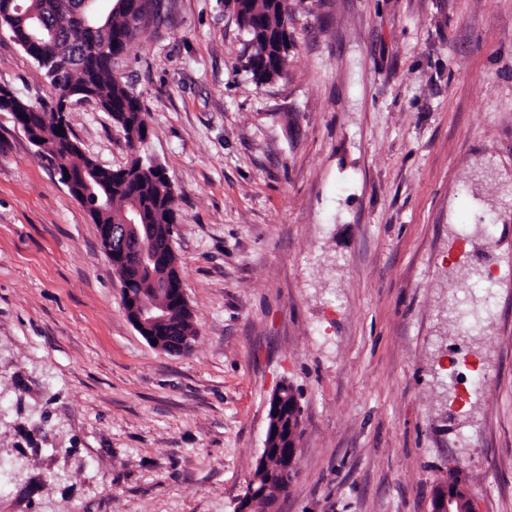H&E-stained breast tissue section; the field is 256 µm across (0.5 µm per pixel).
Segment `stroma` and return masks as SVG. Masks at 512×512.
Listing matches in <instances>:
<instances>
[{
    "label": "stroma",
    "instance_id": "stroma-1",
    "mask_svg": "<svg viewBox=\"0 0 512 512\" xmlns=\"http://www.w3.org/2000/svg\"><path fill=\"white\" fill-rule=\"evenodd\" d=\"M256 83L228 0H163L113 66L177 196L186 355L151 347L96 224L0 110V512H235L269 399L300 393L274 512H512V0H290ZM0 86L55 90L0 28ZM84 156L124 132L73 103ZM497 309L465 331L478 272ZM485 375L465 404L443 360ZM470 502L475 510V504L468 490L453 481L445 482L437 487L432 498L431 512H467L462 510V504Z\"/></svg>",
    "mask_w": 512,
    "mask_h": 512
}]
</instances>
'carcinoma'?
Listing matches in <instances>:
<instances>
[{"label":"carcinoma","instance_id":"obj_1","mask_svg":"<svg viewBox=\"0 0 512 512\" xmlns=\"http://www.w3.org/2000/svg\"><path fill=\"white\" fill-rule=\"evenodd\" d=\"M6 0H0V27L7 29L15 41L36 32L44 39H54L66 43L70 31L56 26L57 17L64 14L71 17L73 27L81 26L78 14L82 0H16V4L31 11L34 18L20 26L18 12L4 8ZM137 0H127L119 9H112L107 3L94 28L86 29L80 52L84 55V67L57 72L54 68H44L45 78L53 86L56 95L61 97L73 93L81 99H92L108 112L112 121L121 127L129 145L144 143L148 137V127L139 96L128 85L112 75V62L104 49L112 50L117 56L125 50L135 35L145 30L146 15L139 14ZM238 22L253 47L246 57L245 70L258 83L265 84L283 75L288 53L293 39L283 28L282 14L272 6V0H240ZM13 110L29 111L32 120L41 133V141L46 146L47 156L55 166L74 171L84 169L93 172L96 164L82 156L76 139L58 133L55 120V106L34 107L23 100L13 98ZM89 212L104 209L106 221L120 224L124 218H135L139 224L176 223L174 188L167 178L165 167L153 160L134 155L113 175L102 174L92 181V189L82 201ZM171 335L192 336L191 312L180 311L171 321ZM278 461L270 459L269 469L256 470L247 489L261 492L267 482L272 487L289 485L296 471H279L270 474Z\"/></svg>","mask_w":512,"mask_h":512}]
</instances>
